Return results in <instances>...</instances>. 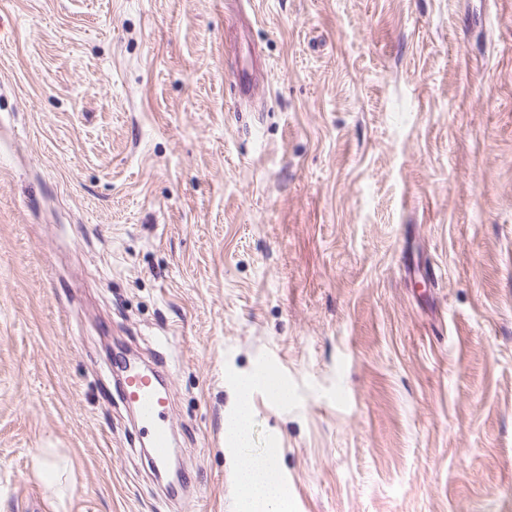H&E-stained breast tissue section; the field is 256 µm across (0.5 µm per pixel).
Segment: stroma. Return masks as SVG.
<instances>
[{
    "mask_svg": "<svg viewBox=\"0 0 512 512\" xmlns=\"http://www.w3.org/2000/svg\"><path fill=\"white\" fill-rule=\"evenodd\" d=\"M242 4L0 0V512H238L261 370L290 512H512V0ZM121 393L122 400L138 411L151 446L152 465L157 470L163 469L167 464L171 443L168 431V392L159 387L152 372L137 369L125 375ZM250 384H244L239 393L237 418L230 432L241 448H246L250 440V413L247 406Z\"/></svg>",
    "mask_w": 512,
    "mask_h": 512,
    "instance_id": "stroma-1",
    "label": "stroma"
}]
</instances>
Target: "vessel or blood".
Masks as SVG:
<instances>
[{"instance_id":"1","label":"vessel or blood","mask_w":512,"mask_h":512,"mask_svg":"<svg viewBox=\"0 0 512 512\" xmlns=\"http://www.w3.org/2000/svg\"><path fill=\"white\" fill-rule=\"evenodd\" d=\"M122 399L135 407L151 446V462L163 469L168 460L170 406L168 393L162 390L153 373L145 370L128 372L121 387Z\"/></svg>"}]
</instances>
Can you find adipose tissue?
Returning a JSON list of instances; mask_svg holds the SVG:
<instances>
[{
  "instance_id": "ef3b65f1",
  "label": "adipose tissue",
  "mask_w": 512,
  "mask_h": 512,
  "mask_svg": "<svg viewBox=\"0 0 512 512\" xmlns=\"http://www.w3.org/2000/svg\"><path fill=\"white\" fill-rule=\"evenodd\" d=\"M276 470L274 458L267 454L245 460L239 479L241 512H286L285 494Z\"/></svg>"
}]
</instances>
